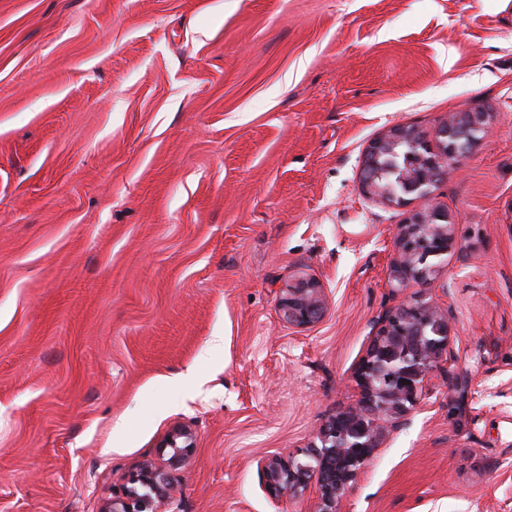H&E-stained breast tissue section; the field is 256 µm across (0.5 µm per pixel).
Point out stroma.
Wrapping results in <instances>:
<instances>
[{"instance_id": "stroma-1", "label": "stroma", "mask_w": 512, "mask_h": 512, "mask_svg": "<svg viewBox=\"0 0 512 512\" xmlns=\"http://www.w3.org/2000/svg\"><path fill=\"white\" fill-rule=\"evenodd\" d=\"M462 109L480 139L427 198L364 196L373 139ZM426 205L454 247L392 288ZM414 297L468 395L433 373L336 512H512V0H0V512H99L176 425L162 512H316L262 465L307 461ZM278 310L288 326L306 329L317 324L326 312L321 284L314 278L289 283L279 299Z\"/></svg>"}]
</instances>
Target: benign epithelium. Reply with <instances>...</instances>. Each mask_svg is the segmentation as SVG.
Masks as SVG:
<instances>
[{
  "label": "benign epithelium",
  "mask_w": 512,
  "mask_h": 512,
  "mask_svg": "<svg viewBox=\"0 0 512 512\" xmlns=\"http://www.w3.org/2000/svg\"><path fill=\"white\" fill-rule=\"evenodd\" d=\"M485 113L464 109L448 116L438 130L437 143L425 142L409 127L396 125L366 148L362 165V188L369 195L423 197L428 188L446 174L460 152L477 144L476 132ZM406 149L413 169L397 179L398 187H382L386 168L378 160L398 156ZM444 215L435 208L413 211L397 225V257L390 266L389 279L395 288L427 280L433 269L431 259L447 253L454 236ZM279 314L289 326L310 328L326 312L322 287L314 278L288 284L278 302ZM450 316L431 304L414 298L388 309L380 328L355 371L360 398L344 412L330 419L319 433L320 446L314 463L275 458L264 463L266 489L276 497L291 495L311 480L320 491L318 512H336L340 498L357 470L371 458L384 435L404 425L405 415L417 401L430 374L451 362ZM169 450L160 463H147L133 472L122 495L107 501L100 512H159V505L172 499L177 474L186 466L193 448V432L175 427L161 444Z\"/></svg>",
  "instance_id": "benign-epithelium-1"
}]
</instances>
